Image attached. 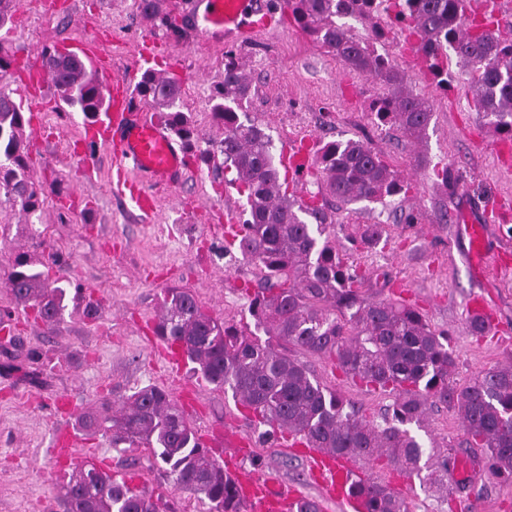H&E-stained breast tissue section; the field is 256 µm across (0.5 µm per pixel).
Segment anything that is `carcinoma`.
<instances>
[{
	"label": "carcinoma",
	"instance_id": "1",
	"mask_svg": "<svg viewBox=\"0 0 512 512\" xmlns=\"http://www.w3.org/2000/svg\"><path fill=\"white\" fill-rule=\"evenodd\" d=\"M293 20L345 66L391 89L373 102L374 125L395 127L419 141L433 119L431 103L405 86L404 75L378 53L377 44L397 36L414 42L436 85L453 82L448 53L469 75L472 105L500 136L512 139V31L494 24L492 11L468 12V0H284ZM352 17L373 24L375 41L364 42L336 23ZM39 61L54 82L64 109L89 123L106 110L102 85L77 56L43 48ZM252 82L235 59L224 54V80L211 92V112L224 129L212 149L198 148L199 134L190 112L180 106L181 85L152 70L140 73L138 97L152 102L171 131L187 147L192 163L209 164L214 153L236 173L231 184L246 196L242 231L224 246L258 270L248 306L255 330L222 323L202 308L185 288H169L161 300L155 328L162 340L185 349L187 362L206 385L232 393L263 434L296 431L311 448L335 456L386 459L405 473H424L423 482L442 483L448 461H436L410 426L421 427L431 407L453 408L461 418L470 448H482V468L512 484V364L477 373L456 384V358L448 335L434 330L412 305L369 298L363 288L369 271L354 250L336 245V214L319 202L330 195L349 205L386 203L405 194L410 184L361 140L319 145L315 167L318 193L301 202L289 196L260 125L241 118ZM30 119L12 92L0 88V198L34 214L44 198L29 179L30 140L23 135ZM382 224H361L354 246H387ZM6 287L49 326L67 309V288L33 265L28 254L14 257ZM267 339H261L258 331ZM293 348L331 360L346 377L391 403L381 421L363 414L350 400L315 379L306 365L288 353ZM111 403L82 412L76 419L86 432L112 431V444L149 448L166 465L169 477L200 495L209 512H243L224 465L210 456L200 434L184 418L170 394L143 387ZM367 512H409L406 499L389 485L360 484ZM66 512H162L158 501L96 467L78 464L59 489Z\"/></svg>",
	"mask_w": 512,
	"mask_h": 512
}]
</instances>
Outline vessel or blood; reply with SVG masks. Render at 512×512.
Here are the masks:
<instances>
[{
	"mask_svg": "<svg viewBox=\"0 0 512 512\" xmlns=\"http://www.w3.org/2000/svg\"><path fill=\"white\" fill-rule=\"evenodd\" d=\"M192 22L197 31L212 40L225 35L243 39L252 32L271 29L272 15L262 0H208L204 14L193 17ZM81 52L99 75L106 77L111 101L107 112L84 127L73 157L86 165L90 162L88 145L107 147L111 152L114 196L123 201L131 214L151 218L158 208L155 189L177 184L186 168L185 148L172 137L164 122L138 102L132 91L135 74L110 77V66L97 53L94 43H85ZM48 82L47 72L34 67L32 79L22 88L23 96L36 102ZM316 149L312 140L301 144L286 142L282 160L292 177L301 179L308 175ZM465 232L470 243L468 259L477 280L485 279L488 267H503L502 259L488 256L480 225H467ZM78 442V435L71 429L56 434L52 455L57 473L70 470ZM203 443L215 456L225 457V471L236 486L245 512H296L300 495L294 485L272 474L255 477L242 471L235 451L236 435L207 433ZM309 468L323 502L333 505L336 512H365V499L355 491L356 484L364 478L358 462L313 448L309 451Z\"/></svg>",
	"mask_w": 512,
	"mask_h": 512,
	"instance_id": "b4317fda",
	"label": "vessel or blood"
}]
</instances>
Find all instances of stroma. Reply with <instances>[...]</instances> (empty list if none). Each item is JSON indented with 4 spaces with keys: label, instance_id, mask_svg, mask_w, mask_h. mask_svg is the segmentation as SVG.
<instances>
[{
    "label": "stroma",
    "instance_id": "35a3bbf8",
    "mask_svg": "<svg viewBox=\"0 0 512 512\" xmlns=\"http://www.w3.org/2000/svg\"><path fill=\"white\" fill-rule=\"evenodd\" d=\"M44 13L33 0H16L8 39L0 45L18 62L54 46L74 51L78 41L93 39L112 54L113 76L124 75L140 58L142 37L151 33L157 49L148 63L155 72L176 77L182 103L196 120L202 142H216L222 130L210 114V91L224 77V54L234 51L252 79L244 105L261 123L273 149L284 140L360 139L380 152L410 182L407 195L390 204H327L336 211V242L346 245L357 224H382L389 242L380 251H357L373 278L368 296H391L415 304L431 326L447 333L457 359L455 380L466 383L479 371L512 362V268L496 271L489 288L477 289L465 261L467 244L457 224H481L491 249L512 248V235L496 217V204L507 199L512 218V172L500 151V137L471 110L467 77L455 72L453 87L441 92L411 47L387 44L386 52L404 73L407 87L427 98L434 116L418 142L397 129H377L370 107L386 88L379 81L345 67L332 52L306 35L289 19L277 29L246 41L215 43L196 33L181 11V0H155L153 16H142L133 0H52ZM175 19L173 35L163 19ZM55 87H48L39 109L31 113V180L45 203L28 216L0 208V224L10 225V239L0 246V312L9 311L11 339L0 338V512H65L56 491L61 476L51 456L60 418L50 403L67 395L83 408L116 402L132 391L157 386L173 397L193 386V426L198 431L227 427L249 444L243 469L277 472L306 497L316 490L303 449L262 441L251 415L231 394L211 389L189 369L172 373L152 350L155 336L145 323L157 319L165 289L192 291L216 319L238 325L250 321L249 293L244 281L255 270L224 253V207L244 209L240 193H227V171L190 166L182 181L161 190L152 222L129 215L110 188L107 148L91 151L93 171L71 159L69 146L83 128L81 114H60ZM448 166L453 189L434 175ZM416 211L420 223L406 225L399 216ZM40 263L63 267L71 287L98 295L97 318L82 312L65 315L54 327L15 303L5 282L16 253ZM483 294L500 321L498 334L470 335L469 302ZM302 362L323 385L380 418L386 396L368 392L332 369L321 357L305 354ZM38 375L37 383L26 372ZM417 434L435 459L447 460L450 474L443 486H421L379 461L366 473L402 493L410 512H465L477 500L481 512H512V485L476 468L481 449L464 447L465 432L455 411L438 407L427 414ZM78 461L125 479L144 495L160 499L167 512H201L191 491L174 485L162 463L144 448H116L110 434L81 433Z\"/></svg>",
    "mask_w": 512,
    "mask_h": 512
}]
</instances>
